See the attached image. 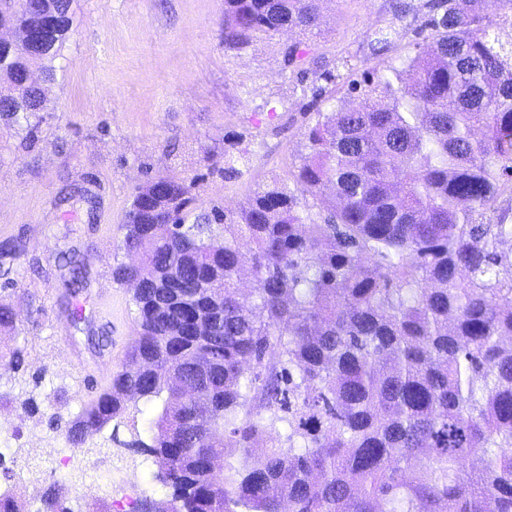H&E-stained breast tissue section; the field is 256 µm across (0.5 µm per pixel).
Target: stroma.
I'll return each mask as SVG.
<instances>
[{"instance_id":"1","label":"stroma","mask_w":512,"mask_h":512,"mask_svg":"<svg viewBox=\"0 0 512 512\" xmlns=\"http://www.w3.org/2000/svg\"><path fill=\"white\" fill-rule=\"evenodd\" d=\"M425 3L322 0L318 28L260 33L228 49L224 0H73L44 119L28 134L0 119V245L26 243L10 263L16 286L0 292L15 312L10 342L26 359L19 372L0 366V395L12 401L0 427L14 433L5 463L27 448L65 444L49 417L77 414L125 359L136 312L131 288L113 282L112 269L130 260L118 247L119 226L138 187L163 176L191 185L197 210L234 211L257 186L287 180L307 151V113L343 98L361 103L347 94L343 60L360 69L401 65L414 52ZM380 32L390 43L376 55ZM296 43L301 65L286 57ZM232 134L250 154L241 175L227 180L218 171ZM67 250L87 271L76 296L59 262ZM103 332L111 344L92 348L88 336ZM26 393L37 395L39 414L23 408ZM143 407L131 402L118 431L101 434L115 468L97 493L111 495L112 512L165 492L151 457L128 446L144 427Z\"/></svg>"}]
</instances>
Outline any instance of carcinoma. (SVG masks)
<instances>
[{"label": "carcinoma", "mask_w": 512, "mask_h": 512, "mask_svg": "<svg viewBox=\"0 0 512 512\" xmlns=\"http://www.w3.org/2000/svg\"><path fill=\"white\" fill-rule=\"evenodd\" d=\"M71 0H5L0 23ZM428 33L402 68L375 64L305 125L293 185L239 211L196 212L191 186L134 195L113 271L136 283L138 336L95 406L64 422L74 448L150 405L143 448L169 488L132 512H512V220L477 217L512 195V0H427ZM319 0H224V47L284 25L312 30ZM48 55L0 57L55 76ZM37 90L0 96L31 126ZM224 141V176L247 161ZM333 199L313 212L325 189ZM68 288L87 286L76 252ZM249 269L252 288L239 287ZM23 350L0 340V364ZM46 512H71L58 490Z\"/></svg>", "instance_id": "carcinoma-1"}]
</instances>
